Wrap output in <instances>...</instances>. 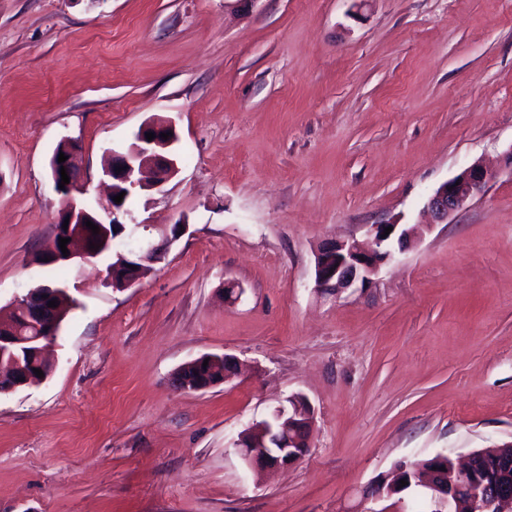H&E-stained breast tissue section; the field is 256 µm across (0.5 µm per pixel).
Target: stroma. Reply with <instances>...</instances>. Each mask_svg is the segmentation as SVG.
<instances>
[{"label": "stroma", "mask_w": 512, "mask_h": 512, "mask_svg": "<svg viewBox=\"0 0 512 512\" xmlns=\"http://www.w3.org/2000/svg\"><path fill=\"white\" fill-rule=\"evenodd\" d=\"M159 118L179 171L128 206L188 230L125 290L59 270L52 372L0 395V512H362L397 462L512 441V0H0V317L49 277L58 143L94 204ZM477 160L483 196L369 284L316 288L323 241L419 222ZM224 353L241 376L171 386ZM294 396L308 455L247 468L234 439ZM208 359V365L203 368L204 360ZM223 363L224 366H217L220 375H214L212 366ZM240 361L231 355L205 354L182 364L172 375L171 385L177 390L199 391L212 388L225 383L232 376L239 373Z\"/></svg>", "instance_id": "stroma-1"}]
</instances>
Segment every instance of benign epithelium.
<instances>
[{"instance_id": "obj_1", "label": "benign epithelium", "mask_w": 512, "mask_h": 512, "mask_svg": "<svg viewBox=\"0 0 512 512\" xmlns=\"http://www.w3.org/2000/svg\"><path fill=\"white\" fill-rule=\"evenodd\" d=\"M148 132L155 135L151 141L146 137ZM163 133L168 134V138H161ZM176 141V129L171 122L152 121L138 131L135 142L126 150L112 151V163L105 170V175L112 179V193L101 209L110 223L123 224L128 220L132 225L126 235L132 245L118 253L126 263L106 267V284L115 289L130 288L139 283L188 229V222L181 217L156 241L152 237V225L136 221L124 208V203L113 200L120 191L125 192L128 198L137 188L159 186L172 179L178 173L177 160L170 152ZM78 152L76 143L65 140L62 153L68 159L58 163L57 152L50 159L54 188H59L61 183L60 169H65L70 178L64 190L60 191L63 206L55 221V237L74 240L81 236L86 242L82 247L68 243L67 256L63 255L60 247H55L48 256L51 264L88 262L102 256L111 246L110 239L103 236L101 229L104 219L88 203L75 196L79 191V173L75 164ZM492 179L493 173L479 160L463 168L427 198L423 212L428 224L448 222V216L483 195ZM66 219L69 224L64 229L62 225ZM87 221L99 226L98 234H93L86 227ZM389 226L393 230L387 234L385 228ZM418 239L417 227L386 223L368 225L362 241L350 238L328 242L315 255V287L339 293L358 282L364 284L383 265L395 261L397 255L412 248ZM92 244L95 245L93 249L90 248ZM66 293L64 287L50 290L31 288L12 303L14 313H24L25 323L20 325L15 320H0V394L13 393L43 381L33 369L46 364L44 351L58 336ZM54 299L58 306L51 308L48 303ZM217 363L224 364L219 375L213 370ZM240 369L241 363L234 356L205 354L182 364L173 373L171 385L177 390H205L225 383ZM314 426L313 409L305 399L296 396L289 400L288 407L278 408L269 419L253 423L242 431L235 441V448L251 467H287L303 459L310 451ZM486 454L485 450H475L463 462L452 459L449 453L439 455L437 462L442 463L447 458L451 460L453 470H433L429 478L418 482L430 504V512H459L463 500L467 501L469 512H512V484L489 487L476 482L471 476L474 462ZM403 475L404 470L397 469L390 481L377 484L367 495L375 501L391 499Z\"/></svg>"}]
</instances>
